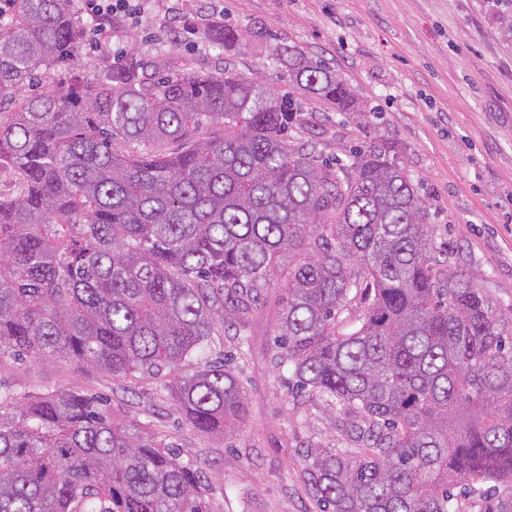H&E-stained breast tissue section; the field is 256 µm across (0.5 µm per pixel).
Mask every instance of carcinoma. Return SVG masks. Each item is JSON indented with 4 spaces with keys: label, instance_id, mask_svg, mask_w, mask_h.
Here are the masks:
<instances>
[{
    "label": "carcinoma",
    "instance_id": "obj_1",
    "mask_svg": "<svg viewBox=\"0 0 512 512\" xmlns=\"http://www.w3.org/2000/svg\"><path fill=\"white\" fill-rule=\"evenodd\" d=\"M76 2L0 0V170L19 184L0 196V362L159 378L225 435L246 411L228 360L182 367L217 324L244 327L288 250L275 365L354 418L353 447L306 450L319 512H455L459 492L512 512V319L440 260L398 145L333 167L293 142L294 97L228 69L152 76L133 51L99 82L35 91L73 60ZM276 55L289 84L364 116L324 62ZM206 492L199 466L96 399L0 392V512H213Z\"/></svg>",
    "mask_w": 512,
    "mask_h": 512
}]
</instances>
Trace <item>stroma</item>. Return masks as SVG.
<instances>
[{
	"mask_svg": "<svg viewBox=\"0 0 512 512\" xmlns=\"http://www.w3.org/2000/svg\"><path fill=\"white\" fill-rule=\"evenodd\" d=\"M190 21L235 30L241 49L175 41ZM285 42L325 60L371 110L365 124L306 100L298 143L320 158L383 135L430 208L436 246L494 310L512 316V0H141L112 20L109 39L86 27L71 73L44 75L52 86L76 75L104 78L127 50L200 74L227 68L284 94ZM280 280L261 290L247 315V340L218 331L210 356H231L247 401L232 437L197 431L181 419L154 379L127 381L66 359L0 363V381L19 394L79 391L103 399L116 419L143 425L196 461L214 512H319L304 483L307 448L344 447L325 400L289 385L274 360L282 309Z\"/></svg>",
	"mask_w": 512,
	"mask_h": 512,
	"instance_id": "35a3bbf8",
	"label": "stroma"
}]
</instances>
